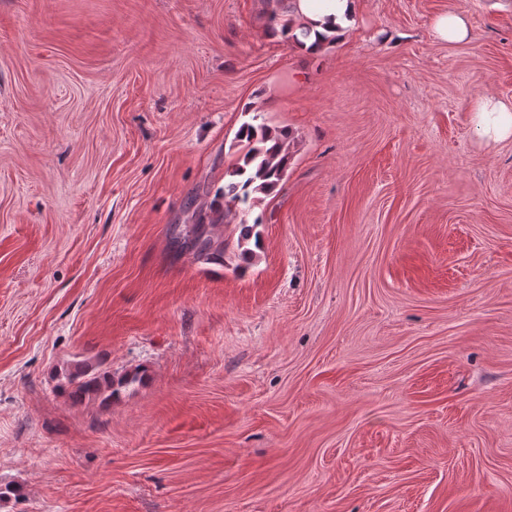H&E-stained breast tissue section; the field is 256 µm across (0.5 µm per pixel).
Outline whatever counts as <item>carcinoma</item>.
Segmentation results:
<instances>
[{
	"label": "carcinoma",
	"mask_w": 512,
	"mask_h": 512,
	"mask_svg": "<svg viewBox=\"0 0 512 512\" xmlns=\"http://www.w3.org/2000/svg\"><path fill=\"white\" fill-rule=\"evenodd\" d=\"M269 23L280 28L285 42H297L294 29L300 24L295 19L274 13L269 16ZM257 119L258 116H252L251 121L243 123L237 132L244 152L229 172L231 180L224 184V211L213 212V222L223 219V212L229 211L230 205L247 203L253 193H271L284 177L290 157L288 132L257 124ZM189 244L197 256L208 260L223 255L226 249L225 243L213 241L202 231L195 232ZM138 381L140 375L136 371L115 377L110 372H99L85 362H77L62 373L59 389L75 405L96 398L108 403Z\"/></svg>",
	"instance_id": "1"
}]
</instances>
